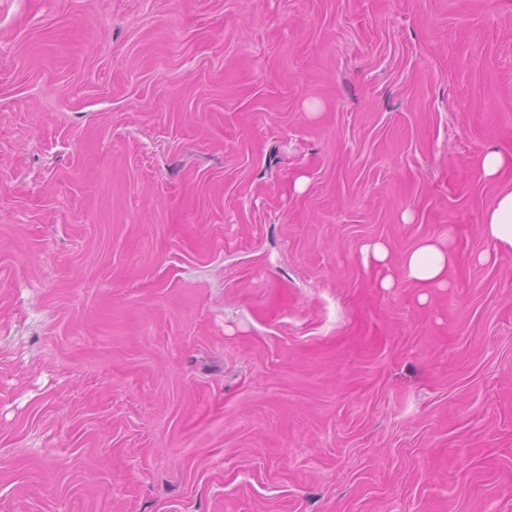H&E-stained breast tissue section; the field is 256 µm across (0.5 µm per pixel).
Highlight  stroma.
Here are the masks:
<instances>
[{
	"label": "stroma",
	"mask_w": 512,
	"mask_h": 512,
	"mask_svg": "<svg viewBox=\"0 0 512 512\" xmlns=\"http://www.w3.org/2000/svg\"><path fill=\"white\" fill-rule=\"evenodd\" d=\"M491 150L512 0H0V512H512ZM403 262L412 279L445 287L448 266L454 262V255L441 241L429 239L408 253Z\"/></svg>",
	"instance_id": "stroma-1"
}]
</instances>
